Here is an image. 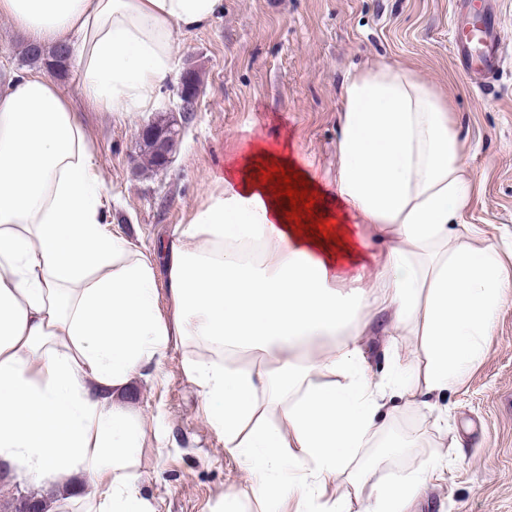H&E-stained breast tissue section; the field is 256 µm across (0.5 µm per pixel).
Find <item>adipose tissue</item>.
Instances as JSON below:
<instances>
[{"mask_svg":"<svg viewBox=\"0 0 512 512\" xmlns=\"http://www.w3.org/2000/svg\"><path fill=\"white\" fill-rule=\"evenodd\" d=\"M223 11L224 0H0L29 45H68L90 103L123 113L147 110L179 36ZM338 152L340 207L391 232L357 288L333 275L356 255L351 229L297 225L288 197L251 168L176 229L158 264L113 230L80 112L41 68L0 64V463L46 512L77 500L155 512L135 467L143 420L122 399L135 380L158 381L172 344L192 338L256 358L183 366L242 471L225 512L280 500L285 472L297 512H405L420 494L421 478L369 470L351 496L324 500L392 416H430L432 398L481 360L512 276L463 220L473 183L424 83L388 66L348 80ZM379 315L388 332L416 336L423 365L391 350L376 378L362 338ZM336 372L344 383L326 381Z\"/></svg>","mask_w":512,"mask_h":512,"instance_id":"1","label":"adipose tissue"}]
</instances>
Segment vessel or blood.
Wrapping results in <instances>:
<instances>
[{"mask_svg": "<svg viewBox=\"0 0 512 512\" xmlns=\"http://www.w3.org/2000/svg\"><path fill=\"white\" fill-rule=\"evenodd\" d=\"M494 0H456L458 24L453 38L457 68L483 80L498 78L504 67Z\"/></svg>", "mask_w": 512, "mask_h": 512, "instance_id": "vessel-or-blood-1", "label": "vessel or blood"}]
</instances>
